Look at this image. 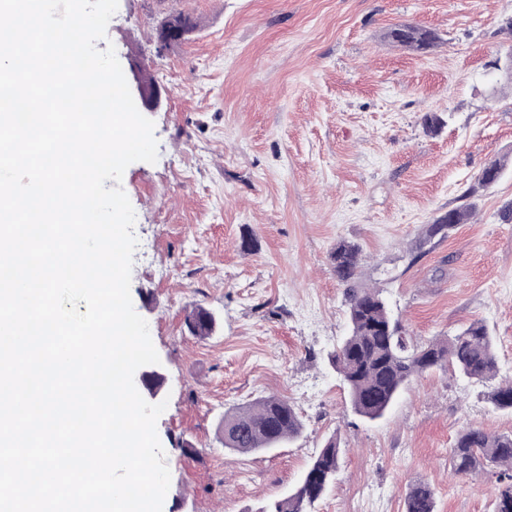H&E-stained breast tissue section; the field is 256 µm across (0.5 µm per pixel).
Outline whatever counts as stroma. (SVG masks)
I'll return each instance as SVG.
<instances>
[{
    "instance_id": "obj_1",
    "label": "stroma",
    "mask_w": 512,
    "mask_h": 512,
    "mask_svg": "<svg viewBox=\"0 0 512 512\" xmlns=\"http://www.w3.org/2000/svg\"><path fill=\"white\" fill-rule=\"evenodd\" d=\"M179 12L195 29L156 53V27ZM511 19L512 0H119L98 49L114 45L124 67L139 50L168 90L148 114L157 162L122 180L138 239L131 298L165 376L162 512H260L336 433L342 466L310 512H404L420 481L435 512H493L498 469L458 478L450 449L469 423L512 434V411L488 403L490 382L435 370L384 419L356 416L330 362L347 307L329 255L359 244L360 286L420 341L484 321L498 376L512 377V223L500 219L512 166L477 185L512 159ZM404 23L440 44L384 41ZM428 112L445 116L437 134ZM469 203L468 223L418 246L424 224ZM198 306L216 319L205 340L186 326ZM271 394L295 408L301 436L225 450V412Z\"/></svg>"
}]
</instances>
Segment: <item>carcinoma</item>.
<instances>
[{"instance_id": "1", "label": "carcinoma", "mask_w": 512, "mask_h": 512, "mask_svg": "<svg viewBox=\"0 0 512 512\" xmlns=\"http://www.w3.org/2000/svg\"><path fill=\"white\" fill-rule=\"evenodd\" d=\"M383 39L418 53L438 46L440 37L432 30L404 24L387 30ZM506 163L495 159L484 167L478 183L483 188L495 184ZM472 215V207H457L438 215L424 225L419 244L441 240ZM336 278L345 285L348 307V333L332 355V363L347 389L351 409L367 421L384 417L399 395L422 375L436 369H451L469 379L497 377L493 337L487 326L472 321L453 336L426 343L415 340L395 318L379 290L361 288V248L346 240L336 243L330 253ZM210 312L199 307L187 317L188 326L200 339L210 337L213 328L202 325ZM496 409L512 410V381L496 385L487 394ZM302 421L287 400L269 395L224 413V447L238 453L271 451L297 438ZM454 473L467 477L486 465L508 471L512 480V435L490 434L479 427L461 430L450 449ZM341 465L338 436L323 444L305 471L298 487L267 504L260 512H307L336 479ZM406 512H435L429 484L411 486L405 497Z\"/></svg>"}]
</instances>
